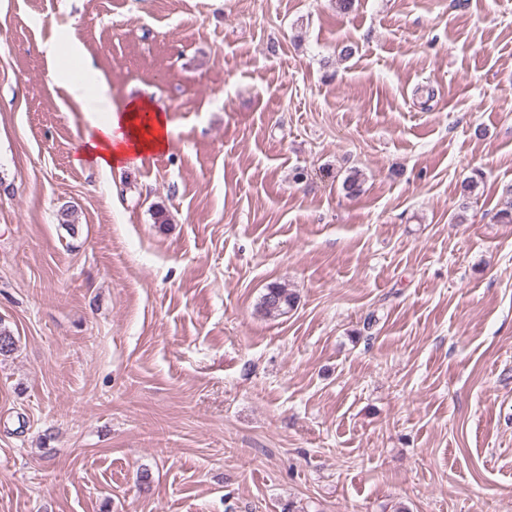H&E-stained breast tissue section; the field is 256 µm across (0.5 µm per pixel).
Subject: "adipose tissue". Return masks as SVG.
<instances>
[{"label": "adipose tissue", "mask_w": 512, "mask_h": 512, "mask_svg": "<svg viewBox=\"0 0 512 512\" xmlns=\"http://www.w3.org/2000/svg\"><path fill=\"white\" fill-rule=\"evenodd\" d=\"M56 82L86 114L83 157L98 170L119 169L128 166L132 157L167 150L169 122L149 101L113 105L109 84L90 67L84 68L78 79L68 71H58Z\"/></svg>", "instance_id": "obj_1"}]
</instances>
